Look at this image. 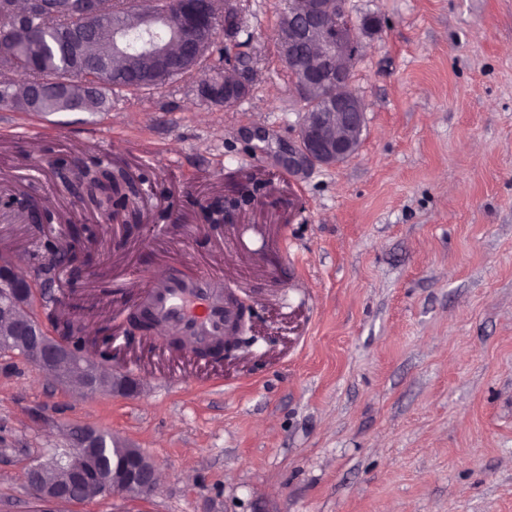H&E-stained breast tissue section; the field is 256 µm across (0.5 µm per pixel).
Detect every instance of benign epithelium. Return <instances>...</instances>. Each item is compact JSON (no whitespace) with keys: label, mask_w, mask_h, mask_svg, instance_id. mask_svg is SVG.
<instances>
[{"label":"benign epithelium","mask_w":512,"mask_h":512,"mask_svg":"<svg viewBox=\"0 0 512 512\" xmlns=\"http://www.w3.org/2000/svg\"><path fill=\"white\" fill-rule=\"evenodd\" d=\"M213 0H183L177 35L168 41L150 44L147 52L154 62L165 69L179 64L181 54L190 50L199 58L206 45L200 40L202 31L210 29ZM119 0H84L83 15L95 22L107 7L117 8ZM136 25L151 30L163 24L165 14L159 11L132 12ZM285 24L275 29L277 43L288 42V54L283 60L297 78L302 91L330 88L322 97V111L304 112L298 129L299 150L282 159L288 172L306 170L315 165L333 166L355 155V143L364 129V105L351 86L350 64L358 43L353 30L342 34L326 22L325 0H308L304 5L289 3L284 12ZM305 44L310 53L298 59L293 47ZM126 58L125 28L112 29V42L102 53L104 70L112 71V62ZM33 301L29 276L13 257L0 254V348L17 351L35 360L38 367L63 385L82 384L91 393H130L133 381L124 372L106 369L112 359V337L92 335L83 330L77 336H51L42 325L28 315ZM98 432L84 429L85 442L70 448L66 457L73 477L85 487V499H96L114 492L139 496L152 492L157 484L154 463L143 467L132 464L110 479H100L91 470L89 448ZM29 486L35 488L47 505L43 512H53V506L75 503L79 498L66 489L48 488L42 478V468L33 467L26 473Z\"/></svg>","instance_id":"benign-epithelium-1"}]
</instances>
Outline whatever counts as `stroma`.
<instances>
[{
	"instance_id": "stroma-1",
	"label": "stroma",
	"mask_w": 512,
	"mask_h": 512,
	"mask_svg": "<svg viewBox=\"0 0 512 512\" xmlns=\"http://www.w3.org/2000/svg\"><path fill=\"white\" fill-rule=\"evenodd\" d=\"M288 0H236L249 57L232 108L197 78L108 92L103 112L0 107V250L55 309L118 337L135 392L81 395L0 351V512H41L29 468L81 425L155 463L151 493L56 512H512V0H345L365 107L357 153L289 174L301 119L274 31ZM140 183L114 223L56 158ZM233 196L228 224L206 207ZM52 223L33 224L31 210ZM100 225L95 237L82 228ZM77 243L76 291L47 287V241ZM220 271L249 309L235 360L166 333L122 341L139 288Z\"/></svg>"
}]
</instances>
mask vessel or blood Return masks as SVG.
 I'll use <instances>...</instances> for the list:
<instances>
[{"instance_id":"obj_1","label":"vessel or blood","mask_w":512,"mask_h":512,"mask_svg":"<svg viewBox=\"0 0 512 512\" xmlns=\"http://www.w3.org/2000/svg\"><path fill=\"white\" fill-rule=\"evenodd\" d=\"M134 310L175 332L192 353L230 334L236 317L234 304L224 299L222 274L213 272L189 276L171 271L143 288Z\"/></svg>"}]
</instances>
